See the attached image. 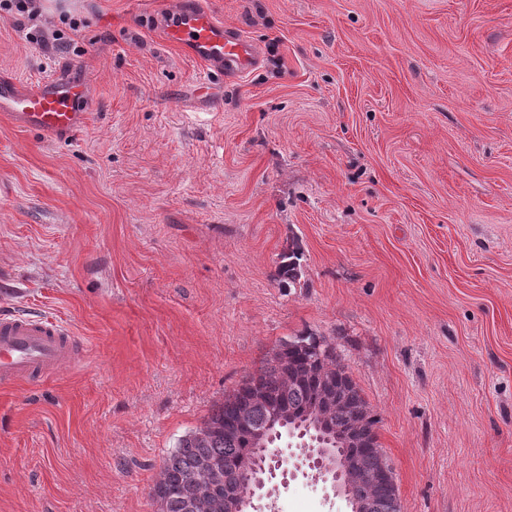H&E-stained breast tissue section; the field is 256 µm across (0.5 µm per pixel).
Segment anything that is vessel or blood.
<instances>
[{
  "mask_svg": "<svg viewBox=\"0 0 512 512\" xmlns=\"http://www.w3.org/2000/svg\"><path fill=\"white\" fill-rule=\"evenodd\" d=\"M169 45L206 66L207 75L238 76L254 69V45L216 23L196 0H183L163 19ZM91 90L83 79L56 70L33 88L0 77V112L24 127L53 138L76 135L87 123ZM82 346L71 327L51 319L15 313L0 315V384L10 386L51 379L61 366L79 359Z\"/></svg>",
  "mask_w": 512,
  "mask_h": 512,
  "instance_id": "b4317fda",
  "label": "vessel or blood"
}]
</instances>
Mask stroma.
<instances>
[{
    "instance_id": "stroma-1",
    "label": "stroma",
    "mask_w": 512,
    "mask_h": 512,
    "mask_svg": "<svg viewBox=\"0 0 512 512\" xmlns=\"http://www.w3.org/2000/svg\"><path fill=\"white\" fill-rule=\"evenodd\" d=\"M198 3L260 54L202 98L174 0H44L79 21L50 52L0 20V76L93 85L65 142L0 115V313L87 352L0 387V512H157L178 440L302 333L377 413L401 512H512V0ZM279 446L259 512H349ZM301 258L302 253L297 247L281 256L282 260L278 266L277 279L282 288H291L299 283L302 275Z\"/></svg>"
}]
</instances>
